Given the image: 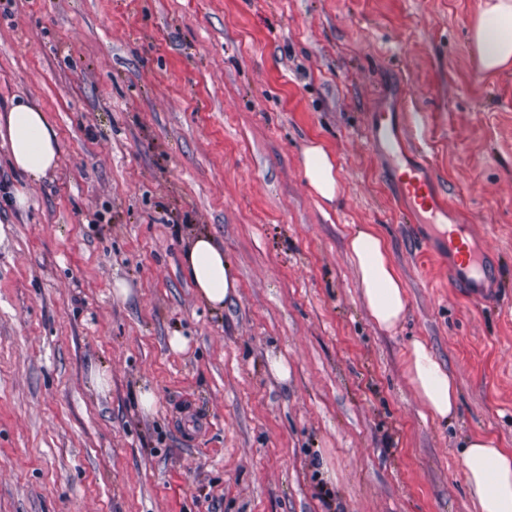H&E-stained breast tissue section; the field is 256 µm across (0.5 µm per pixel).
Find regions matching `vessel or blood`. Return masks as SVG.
Here are the masks:
<instances>
[{
	"label": "vessel or blood",
	"mask_w": 512,
	"mask_h": 512,
	"mask_svg": "<svg viewBox=\"0 0 512 512\" xmlns=\"http://www.w3.org/2000/svg\"><path fill=\"white\" fill-rule=\"evenodd\" d=\"M369 138L375 143L386 144L391 150L403 216L418 224L450 223V230L443 232L442 238L450 257L452 280L472 290L485 288L490 273L483 253L474 244L469 226L449 222L451 203L441 198L434 180L422 167L406 163V148L391 111L382 109L373 113Z\"/></svg>",
	"instance_id": "b4317fda"
}]
</instances>
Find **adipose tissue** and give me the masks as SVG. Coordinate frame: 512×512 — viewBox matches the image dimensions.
I'll return each mask as SVG.
<instances>
[{
    "label": "adipose tissue",
    "instance_id": "obj_1",
    "mask_svg": "<svg viewBox=\"0 0 512 512\" xmlns=\"http://www.w3.org/2000/svg\"><path fill=\"white\" fill-rule=\"evenodd\" d=\"M481 70L494 73L512 65V0H482L471 34ZM0 144L25 184L13 188L10 203L25 209L28 185L48 177L59 158L58 134L47 112L21 99L0 113ZM303 172L315 194L331 203L342 191L332 153L320 143L302 153ZM348 254L354 263L371 320L382 330H394L404 319L407 302L402 278L388 254L382 234L372 226H353ZM182 268L197 296L212 308H223L237 296L239 282L224 260V248L207 233L194 235L182 253ZM406 374L428 416L453 418L459 388L429 346L413 340L405 356ZM460 461L466 487L477 512H512V448L487 435L466 438Z\"/></svg>",
    "mask_w": 512,
    "mask_h": 512
}]
</instances>
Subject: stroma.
Listing matches in <instances>:
<instances>
[{
  "mask_svg": "<svg viewBox=\"0 0 512 512\" xmlns=\"http://www.w3.org/2000/svg\"><path fill=\"white\" fill-rule=\"evenodd\" d=\"M480 3L0 0V111L37 101L60 142L26 211L0 195V512H475L460 444L512 448V68H479ZM383 106L489 248L487 301L400 214L367 137ZM314 141L331 204L303 174ZM354 224L404 282L393 331L361 297ZM201 231L239 280L220 312L180 265ZM415 339L458 383L449 422L408 380ZM303 172L315 194L333 203L342 192L332 153L320 143L308 144L302 153Z\"/></svg>",
  "mask_w": 512,
  "mask_h": 512,
  "instance_id": "stroma-1",
  "label": "stroma"
}]
</instances>
